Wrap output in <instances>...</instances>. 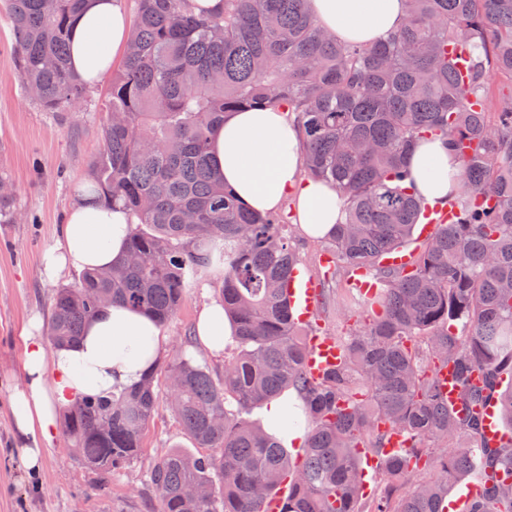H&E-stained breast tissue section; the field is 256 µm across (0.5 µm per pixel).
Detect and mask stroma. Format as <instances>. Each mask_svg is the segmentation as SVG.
Returning a JSON list of instances; mask_svg holds the SVG:
<instances>
[{
    "label": "stroma",
    "mask_w": 512,
    "mask_h": 512,
    "mask_svg": "<svg viewBox=\"0 0 512 512\" xmlns=\"http://www.w3.org/2000/svg\"><path fill=\"white\" fill-rule=\"evenodd\" d=\"M106 84L90 90L72 111L42 112L24 92L15 69V48L9 15L0 4V172L10 179L19 220L0 224V512H156L147 484L154 460L179 448L196 446L166 406H159L144 432L139 458L115 472L106 491H96V473L71 460L63 436L47 446L42 469L25 471L17 452L10 395L23 378L22 331L35 314L47 315L56 285L78 278L70 272L59 282L42 274L43 254L60 240L61 228L78 193L88 181V166L98 155L100 128L106 118ZM291 240L303 259L305 275L320 279L325 292L335 291L342 271L320 264L325 250L317 239L291 226ZM220 275L201 271L178 314L164 326L173 346L214 370L232 358L235 345L226 343L223 358L185 342L194 333L199 309L217 300Z\"/></svg>",
    "instance_id": "obj_1"
}]
</instances>
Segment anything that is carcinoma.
<instances>
[{"mask_svg":"<svg viewBox=\"0 0 512 512\" xmlns=\"http://www.w3.org/2000/svg\"><path fill=\"white\" fill-rule=\"evenodd\" d=\"M85 0H7L17 75L44 112L84 99L70 68V34ZM131 50L110 79L93 201L136 217L127 254L54 290L49 344L76 342L107 304L165 324L202 270L223 265L219 302L235 352L217 374L182 350L143 382L61 411L73 459L101 476L141 454L144 430L166 401L201 455L174 448L149 472L157 512H265L286 477L281 512H448L452 487L479 479L483 498L463 512H512V437L490 444L467 407L495 397L512 431V100L485 112L490 70L512 76V0H405L401 26L373 44L328 36L306 0H224L195 15L188 0H134ZM478 104L480 111L472 110ZM288 111L304 146L303 171L333 184L343 216L325 235L336 266L368 269L382 309L338 336L343 357L313 382L306 333L288 281L302 259L281 212L250 210L211 162L209 140L228 112ZM439 140L461 161L455 222L414 252L408 274L379 264L414 239L426 201L407 186L418 143ZM18 213L0 190V224ZM454 365L459 410L440 400L432 367ZM484 371V385H470ZM168 381L162 397L158 371ZM295 394L286 428L304 429L300 463L249 418ZM405 436L382 461L376 491L360 495L359 448L383 447L376 422ZM412 486L400 492L402 484Z\"/></svg>","mask_w":512,"mask_h":512,"instance_id":"1","label":"carcinoma"}]
</instances>
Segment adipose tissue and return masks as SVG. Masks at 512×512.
<instances>
[{
	"instance_id": "ef3b65f1",
	"label": "adipose tissue",
	"mask_w": 512,
	"mask_h": 512,
	"mask_svg": "<svg viewBox=\"0 0 512 512\" xmlns=\"http://www.w3.org/2000/svg\"><path fill=\"white\" fill-rule=\"evenodd\" d=\"M320 24L336 39L365 44L399 27L403 0H308ZM130 24L117 0H85L70 35L71 65L87 82L101 83L128 49ZM214 169L226 186L252 210L263 213L292 202L295 221L319 238L336 224L343 200L334 187L304 176L302 137L287 111L231 112L210 140ZM411 186L434 206H446L457 193L455 155L440 141L424 140L411 160ZM134 221L120 207L83 199L75 203L61 229L58 246L47 250L42 272L54 281L72 270L111 265L123 253ZM43 320L32 316L23 331L24 377L11 394L20 459L31 472L44 462V448L58 429L59 410L72 401L112 388L135 385L166 350L168 338L148 314L115 303L102 309L74 345L47 351ZM233 333L223 307L205 304L196 334L202 346L221 357Z\"/></svg>"
}]
</instances>
